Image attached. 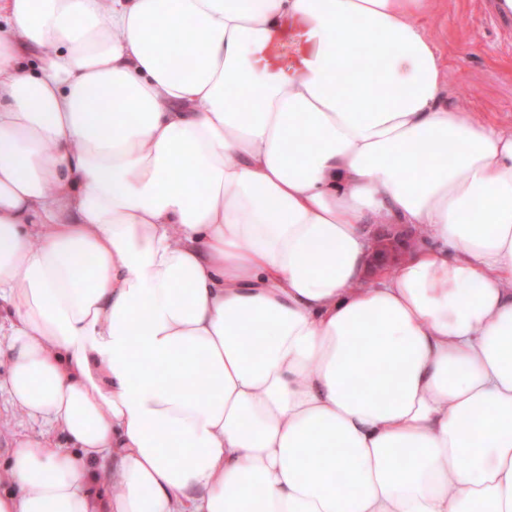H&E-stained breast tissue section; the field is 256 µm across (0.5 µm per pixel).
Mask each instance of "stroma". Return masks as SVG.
Wrapping results in <instances>:
<instances>
[{
    "instance_id": "stroma-1",
    "label": "stroma",
    "mask_w": 512,
    "mask_h": 512,
    "mask_svg": "<svg viewBox=\"0 0 512 512\" xmlns=\"http://www.w3.org/2000/svg\"><path fill=\"white\" fill-rule=\"evenodd\" d=\"M425 35L445 63L449 103L466 105L475 119L512 129V38L491 27L482 0H439L424 19ZM42 426L0 397V462L12 442L35 437Z\"/></svg>"
}]
</instances>
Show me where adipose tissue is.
<instances>
[{
    "label": "adipose tissue",
    "instance_id": "adipose-tissue-1",
    "mask_svg": "<svg viewBox=\"0 0 512 512\" xmlns=\"http://www.w3.org/2000/svg\"><path fill=\"white\" fill-rule=\"evenodd\" d=\"M434 2L0 0V393L60 434L0 512H512V133Z\"/></svg>",
    "mask_w": 512,
    "mask_h": 512
}]
</instances>
